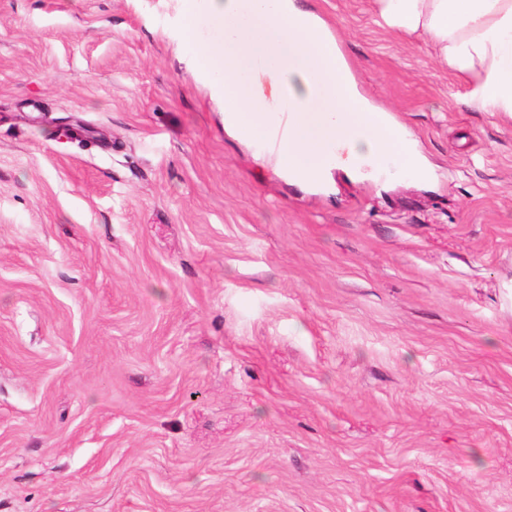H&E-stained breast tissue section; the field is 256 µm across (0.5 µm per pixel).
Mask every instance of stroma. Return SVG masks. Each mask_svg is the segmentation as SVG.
Returning <instances> with one entry per match:
<instances>
[{"label": "stroma", "instance_id": "stroma-1", "mask_svg": "<svg viewBox=\"0 0 512 512\" xmlns=\"http://www.w3.org/2000/svg\"><path fill=\"white\" fill-rule=\"evenodd\" d=\"M300 2L426 179L262 168L179 0H0V512H512V120Z\"/></svg>", "mask_w": 512, "mask_h": 512}]
</instances>
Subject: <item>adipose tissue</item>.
<instances>
[{
    "label": "adipose tissue",
    "mask_w": 512,
    "mask_h": 512,
    "mask_svg": "<svg viewBox=\"0 0 512 512\" xmlns=\"http://www.w3.org/2000/svg\"><path fill=\"white\" fill-rule=\"evenodd\" d=\"M383 25L425 38L442 60L475 81L471 108L512 118V0H375ZM181 46L193 69L224 78L212 89L224 127L262 140L279 115L291 131L273 173L318 183L337 167L396 166L423 178L415 145L360 92L335 37L297 0H181ZM213 33L198 37L199 22Z\"/></svg>",
    "instance_id": "ef3b65f1"
}]
</instances>
